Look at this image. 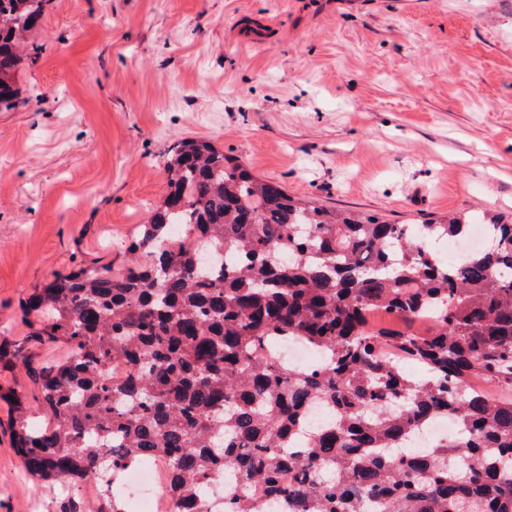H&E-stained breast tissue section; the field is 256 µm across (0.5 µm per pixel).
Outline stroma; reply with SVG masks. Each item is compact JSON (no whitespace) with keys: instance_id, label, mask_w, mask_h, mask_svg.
Returning <instances> with one entry per match:
<instances>
[{"instance_id":"1","label":"stroma","mask_w":512,"mask_h":512,"mask_svg":"<svg viewBox=\"0 0 512 512\" xmlns=\"http://www.w3.org/2000/svg\"><path fill=\"white\" fill-rule=\"evenodd\" d=\"M0 111V336L95 259L120 266L211 141L297 198L393 224L512 215V0H48ZM0 401V512H66Z\"/></svg>"}]
</instances>
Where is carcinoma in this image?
<instances>
[{"label":"carcinoma","instance_id":"obj_1","mask_svg":"<svg viewBox=\"0 0 512 512\" xmlns=\"http://www.w3.org/2000/svg\"><path fill=\"white\" fill-rule=\"evenodd\" d=\"M45 3L0 0V108ZM164 169L124 265L57 274L22 302L31 340L0 342L36 390L10 419L30 473L74 499L96 482L95 512H124L112 477L156 456L174 512H213L207 490L227 478L222 512H512V398L472 388L512 389V222L483 221L488 244L453 261L427 243L464 236L461 216L410 229L328 210L204 140L175 143ZM378 309L403 327L374 325ZM288 340L320 364L276 362ZM32 341L67 354L35 363ZM316 403L333 419L299 444ZM439 414L459 436L410 447Z\"/></svg>","mask_w":512,"mask_h":512}]
</instances>
